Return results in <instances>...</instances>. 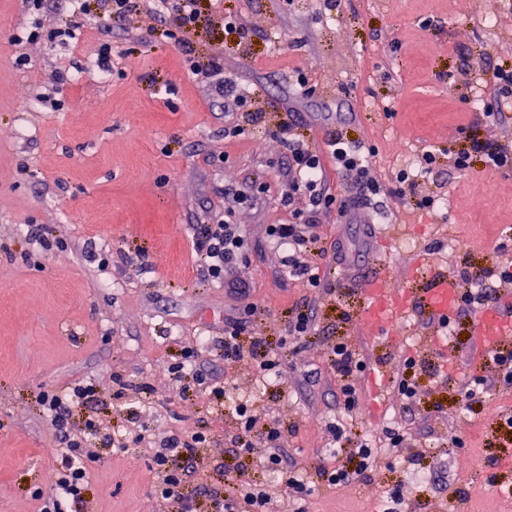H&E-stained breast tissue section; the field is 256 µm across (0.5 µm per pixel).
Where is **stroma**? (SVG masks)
<instances>
[{
  "mask_svg": "<svg viewBox=\"0 0 512 512\" xmlns=\"http://www.w3.org/2000/svg\"><path fill=\"white\" fill-rule=\"evenodd\" d=\"M241 15L250 35L202 24L192 35L196 56L224 67L240 89L256 91L268 116L292 113L313 147L324 149L340 131L372 148L371 175L381 190L361 223H344L333 209L317 214L325 256L305 254L322 285L307 287L285 272L283 250L267 236L271 224L292 222L294 205L281 200L287 152L270 131L236 138L224 129L234 116L212 80L189 74L182 48L163 40L164 12H135L127 26L103 28L105 0H92L75 41H48L72 15L70 0H46L36 14L20 0H0V512H39L51 496L44 474L52 440L38 399L91 380L97 394L74 407L71 422L94 418L101 432H120L132 416L153 437L200 431L211 483L237 459L229 436L233 416L215 409L208 392L179 394L168 372L183 349L202 337L224 335L226 318H245L246 335L286 339L279 388L266 389L253 360L212 361L238 394L288 427L284 450L316 462L343 420L338 382L327 352L336 340L356 349L366 364L355 385L364 415L352 429L375 440L386 428L411 433L426 449L427 480L403 453L383 447L364 481L312 498L309 512H378L392 487H401L411 512H512V468L496 460L512 443L494 432L512 414V388L497 386L493 365L478 359L471 319L450 316L454 335L435 332L429 311L415 305L400 322L404 341L379 347L382 327L365 319L354 280L371 252H380L396 285L427 275L429 257L451 276L502 261L512 248V173L482 166L459 173L447 164L422 181V193H441L433 211H418L391 195L394 174L424 149H458L466 130L493 133L512 151V109L494 126L474 124V96L488 66L512 63V0H223ZM42 36L13 43L31 23ZM112 45L110 70L98 62L100 43ZM315 85L300 96L296 78ZM63 103L42 106L40 97ZM28 101L27 111L16 108ZM248 189L253 205L226 212L224 192ZM241 225L246 257L233 276L251 290L238 298L206 280L196 262L192 227L223 220ZM63 238L45 250L37 236ZM343 244L346 264L331 253ZM257 305L246 315L248 302ZM314 308L310 336L292 341L288 323L299 307ZM388 360L393 377L405 371L415 388L406 400L397 386L375 396L367 367ZM134 382L125 398L113 396V372ZM479 399L465 402L474 378ZM463 447L449 448L451 437ZM98 462L83 505L74 512H164L152 492V450L119 452L96 445ZM465 494L449 502L448 488Z\"/></svg>",
  "mask_w": 512,
  "mask_h": 512,
  "instance_id": "35a3bbf8",
  "label": "stroma"
}]
</instances>
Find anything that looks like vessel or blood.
Instances as JSON below:
<instances>
[{
    "mask_svg": "<svg viewBox=\"0 0 512 512\" xmlns=\"http://www.w3.org/2000/svg\"><path fill=\"white\" fill-rule=\"evenodd\" d=\"M459 291L457 279L443 270L432 273L427 288L417 291L395 287L388 267L378 261L365 266L360 280V292L367 302V314L380 326L397 323L419 302L434 316L448 318L459 298ZM472 334L481 350L496 349L505 337L512 335V317H504L494 308H480L473 320Z\"/></svg>",
    "mask_w": 512,
    "mask_h": 512,
    "instance_id": "1",
    "label": "vessel or blood"
}]
</instances>
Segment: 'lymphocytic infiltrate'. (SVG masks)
<instances>
[{
  "instance_id": "f902f5d3",
  "label": "lymphocytic infiltrate",
  "mask_w": 512,
  "mask_h": 512,
  "mask_svg": "<svg viewBox=\"0 0 512 512\" xmlns=\"http://www.w3.org/2000/svg\"><path fill=\"white\" fill-rule=\"evenodd\" d=\"M162 3L171 18L161 32L162 38L178 46L188 44L202 19L200 0H162ZM273 135L288 152L289 180L282 200L289 204L296 197H305L308 210L301 222L272 224L267 232L279 247L289 252L285 261L289 277L317 288L321 280L304 260L305 253L321 240L315 214L319 209L333 207L345 221L359 218L361 210L379 192L369 173L370 154L362 146L345 141L337 132L327 141L328 152L317 151L298 133L292 121H280ZM328 156L334 159L337 170L354 178L347 195L338 196L327 189L324 159ZM478 161L496 172H512V151L503 148L490 135H470L460 148L448 154L449 168L459 172L469 171ZM194 230L193 247L200 267L208 280L225 282L228 271L242 261L245 254L246 238L241 226L198 224ZM461 279L467 287L461 290L459 301L470 311L488 302L492 289L512 285V261L474 273L462 272ZM215 346L224 358L256 360L263 374L278 370L283 360L282 348L272 344L268 337L243 335L239 320H229L224 324V339L219 344L201 340L196 347L185 350L179 362L169 365L168 370L181 391L196 388L211 392L219 401L226 397V383L196 367L202 354ZM328 363L336 374L345 411L358 410L360 396L353 377L364 368L359 353L339 341L332 345ZM95 395V384L85 382L75 385L66 395L47 390L40 396L42 409L49 418L57 462L52 469L54 499L51 506L42 507L40 512H62V502L79 504L84 500L90 483L89 464L97 459L91 442L100 429L90 418L85 420L83 428H74L70 418L73 406L88 403ZM234 411L237 423L233 439L241 464L227 471L223 490L210 487L201 468L199 450L207 441L205 434L174 432L156 442L152 456L157 477L154 493L176 512H197V499L201 496L208 501V512H274L272 492L251 477L256 467L285 475L289 512H306L305 503L315 491H331L354 483L374 468V452L367 439L347 430L341 423L329 425L332 439L324 460L308 464L285 455L283 447L288 430L281 420L265 419L253 405L242 401L236 403Z\"/></svg>"
}]
</instances>
